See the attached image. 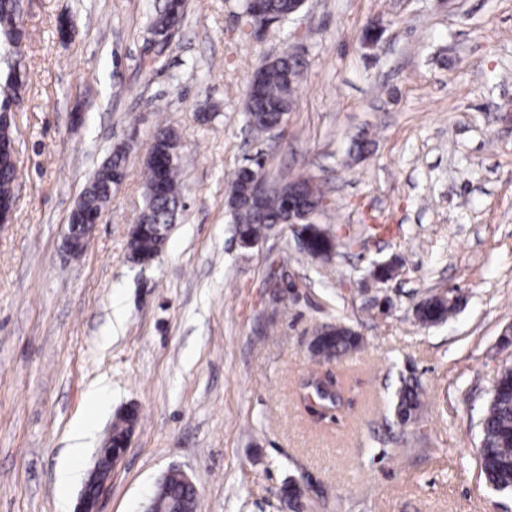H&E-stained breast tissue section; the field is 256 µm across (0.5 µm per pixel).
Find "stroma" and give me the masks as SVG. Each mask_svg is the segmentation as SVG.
I'll use <instances>...</instances> for the list:
<instances>
[{
	"mask_svg": "<svg viewBox=\"0 0 512 512\" xmlns=\"http://www.w3.org/2000/svg\"><path fill=\"white\" fill-rule=\"evenodd\" d=\"M244 0H185L170 46L148 56L156 0H21L26 83L13 108L17 206L0 226V512H75L56 472L74 423L93 466L115 414L139 420L99 512H145L172 466L198 512H512L482 473L478 421L512 366V0H306L292 20L242 34ZM73 22L75 36L60 24ZM382 31L361 45L368 25ZM303 60L287 124L254 135L252 74ZM181 140L184 206L156 261L130 259L146 205L149 143ZM367 150L353 154L356 138ZM127 144L124 178L84 252L64 248L90 175ZM278 183L312 178L346 230L330 260L288 226L236 242L232 175L255 157ZM399 258L389 281L373 264ZM455 296L433 326L414 309ZM350 326L360 350L325 368L350 385L336 422L299 400L309 342ZM416 377L425 403L399 426ZM422 388L416 378L404 381L396 393L394 414L402 426L415 420L422 408Z\"/></svg>",
	"mask_w": 512,
	"mask_h": 512,
	"instance_id": "1",
	"label": "stroma"
}]
</instances>
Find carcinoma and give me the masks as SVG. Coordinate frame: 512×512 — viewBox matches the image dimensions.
I'll return each instance as SVG.
<instances>
[{
  "label": "carcinoma",
  "instance_id": "obj_1",
  "mask_svg": "<svg viewBox=\"0 0 512 512\" xmlns=\"http://www.w3.org/2000/svg\"><path fill=\"white\" fill-rule=\"evenodd\" d=\"M174 10L165 15L151 17L150 28L165 29L172 22L182 23L184 0H172ZM293 0H266V10L276 18L287 19L293 9ZM14 0H0V34L6 53L20 55L24 39L22 29L14 24ZM261 89L257 94H248L246 114L251 127L264 132L280 120V113L291 110L301 82L302 66L298 56L291 53L280 55L275 61L259 68ZM157 140L167 145L165 152H151L146 164L147 204L142 214L146 229L129 243L132 255H156L165 243L168 232L181 207L182 191L179 180L178 152L179 136L170 128L157 132ZM126 154L115 152L109 164L103 167L99 180L85 186L79 204L81 214L78 223L83 224L99 215L110 202L112 187L124 176ZM17 177L16 163L9 159L0 161V196L9 198ZM284 186L300 188L306 199L316 202L324 198L321 189L309 178L287 181ZM287 194L273 193L261 208L256 209L242 200L232 204L233 223L237 232L250 239H258L265 229L286 213ZM343 244L331 229L316 223L311 226V235L304 253L317 258L322 253L330 254ZM452 307L440 300L433 301L428 308L416 313L424 325H436L447 320ZM360 346V337L339 330L332 324L324 327L322 336L311 349L312 357L319 363L339 360ZM499 387L492 390L479 422L481 440L478 453L487 483L497 491H512V368H505L498 376ZM342 387L339 381L327 379L315 383L312 394L326 409L341 402ZM422 408V388L416 378L403 382L396 393L394 414L403 426L416 419ZM139 413L132 407L119 415L112 424V442L120 443L137 424ZM169 498L179 500L189 493L187 484L177 471L166 478Z\"/></svg>",
  "mask_w": 512,
  "mask_h": 512
}]
</instances>
